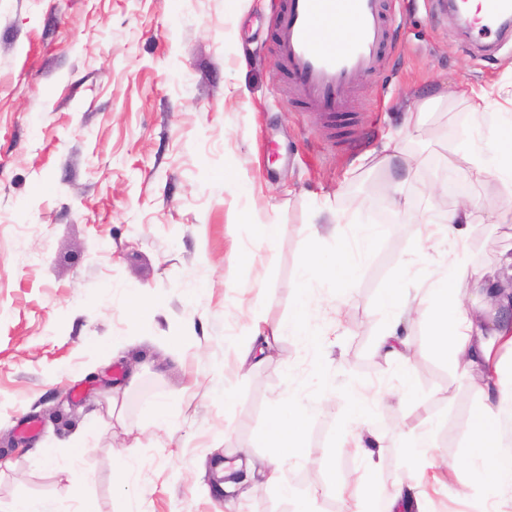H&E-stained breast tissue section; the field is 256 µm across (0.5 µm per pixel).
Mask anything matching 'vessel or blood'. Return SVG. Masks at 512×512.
<instances>
[{"label":"vessel or blood","mask_w":512,"mask_h":512,"mask_svg":"<svg viewBox=\"0 0 512 512\" xmlns=\"http://www.w3.org/2000/svg\"><path fill=\"white\" fill-rule=\"evenodd\" d=\"M482 9L477 24L490 33L512 10V0H483ZM396 21L388 0H281L275 46L299 107L344 135L358 81L380 69ZM347 24L353 32L345 37L340 30Z\"/></svg>","instance_id":"obj_1"}]
</instances>
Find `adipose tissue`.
Instances as JSON below:
<instances>
[{"instance_id":"1","label":"adipose tissue","mask_w":512,"mask_h":512,"mask_svg":"<svg viewBox=\"0 0 512 512\" xmlns=\"http://www.w3.org/2000/svg\"><path fill=\"white\" fill-rule=\"evenodd\" d=\"M475 208V202L460 203L445 223L435 226L429 218L420 219L419 226L426 229L427 235L418 241V248L425 249L434 241L445 240L454 248L453 257L447 269L432 272L419 285L431 303L430 308L408 305L406 289L392 288L385 293L378 312L386 316L387 322L375 352L398 366L404 387H411L410 327L425 321L429 324L439 357L483 380L484 399L470 421L472 452L465 463L477 468L495 486L512 481V454L502 450L499 437L502 421L512 417V380L500 378L497 358L500 349H512V255L502 254L493 272L476 274L472 307L464 309L453 284L469 267V237ZM285 331L309 335L306 299H299L295 316L283 329L269 326L262 310L254 309L248 333L235 345L241 364L263 360L277 336ZM308 417V409L300 407L295 400L278 403L268 418L265 434L258 441L259 447L271 451V460L264 469L267 481L284 498L293 494L285 475V465L308 457L303 446Z\"/></svg>"}]
</instances>
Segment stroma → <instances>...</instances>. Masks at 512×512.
<instances>
[{
    "instance_id": "obj_1",
    "label": "stroma",
    "mask_w": 512,
    "mask_h": 512,
    "mask_svg": "<svg viewBox=\"0 0 512 512\" xmlns=\"http://www.w3.org/2000/svg\"><path fill=\"white\" fill-rule=\"evenodd\" d=\"M277 0H0V512L19 494L75 512L79 494L100 512H347L341 491L357 456L344 437L376 432L385 446L362 482L375 507L382 489L420 469L407 452L435 420L434 455L451 462L430 512H482L489 488L459 468L468 420L483 386L446 364L425 325L413 327L414 395L401 399L397 368L374 352L380 295L400 287V266H447L441 241L418 254L411 220L457 205L449 182L477 203L473 267L512 253V223H496L506 192L478 184L455 155L481 117L470 90L512 89V48L477 52L438 0H402L396 51L361 77L345 140L299 111L281 76ZM418 126L407 113L425 100ZM408 177L406 205L389 204ZM341 219L319 239L308 224L321 204ZM275 223L267 247L258 234ZM383 226L365 253L360 229ZM359 267L345 283L315 287L311 309L323 346L283 335L272 357L239 370L232 347L255 307L279 324L295 312L308 255ZM262 284L255 293L253 284ZM144 293L130 310L129 289ZM140 378L127 386L130 368ZM336 386L381 389L368 422L343 397L316 409L320 375ZM125 390L121 419L108 400ZM235 404L225 409V394ZM310 407L307 462L287 465L293 497L263 478L224 494L214 467L240 459L267 429L277 401ZM166 404L172 428L155 425ZM88 451L77 462L79 441ZM42 448L52 457L39 456ZM133 467L126 485L113 477Z\"/></svg>"
}]
</instances>
